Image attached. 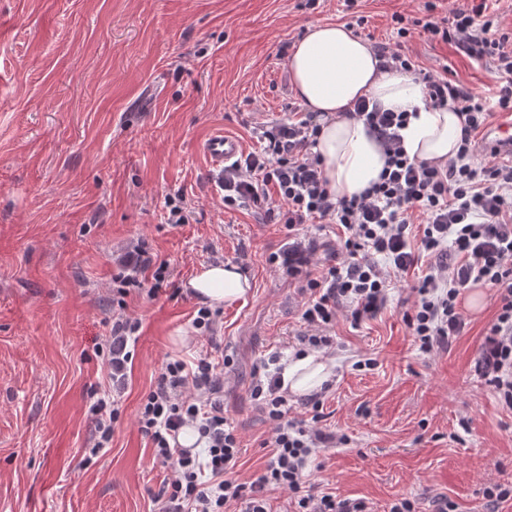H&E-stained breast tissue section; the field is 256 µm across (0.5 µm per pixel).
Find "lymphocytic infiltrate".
Wrapping results in <instances>:
<instances>
[{
    "label": "lymphocytic infiltrate",
    "instance_id": "obj_1",
    "mask_svg": "<svg viewBox=\"0 0 512 512\" xmlns=\"http://www.w3.org/2000/svg\"><path fill=\"white\" fill-rule=\"evenodd\" d=\"M394 44L377 45L388 65L415 75L435 106L454 103L464 118L460 145L446 163L410 159L400 134L405 112L354 106V115L376 135L387 157L379 182L362 195L333 197L314 153L320 132L316 112L290 111L260 126L259 150L224 167V205L259 209L296 232L315 222L341 226L343 235L331 264L314 276L317 245L299 237L273 261L305 301L300 320L307 332L301 344L328 348V334L339 314L352 323L386 308L394 284L410 271L419 276L411 289L417 299L403 320L419 350L447 349L466 325L458 306L461 291L476 284L494 288L499 308L474 359L476 375L492 387L503 408L512 411V157L480 144L478 136L491 110L512 112V31L504 29L487 0H469L447 15L406 18L393 14ZM454 46L468 57L489 63L497 79L493 99L440 72L422 68L405 50L414 35ZM422 236L413 240L412 226ZM137 262L117 275V292L150 288L158 292L170 278L166 263L154 262L136 246ZM224 372L208 358L194 367L169 361L137 416L156 461L174 476L159 500V512H271L270 494L286 490L295 512H371L361 499L337 498L311 482V463L319 449L335 443L326 432L289 417L288 391L280 374L257 380L251 397L273 425L263 471L252 481L234 479L241 438L224 415ZM88 414L94 424V451L107 448L122 417L111 394L94 399ZM194 427L201 452L180 446L183 427Z\"/></svg>",
    "mask_w": 512,
    "mask_h": 512
}]
</instances>
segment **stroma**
<instances>
[{
    "mask_svg": "<svg viewBox=\"0 0 512 512\" xmlns=\"http://www.w3.org/2000/svg\"><path fill=\"white\" fill-rule=\"evenodd\" d=\"M430 1L440 16L464 2L358 0L367 22L356 33L388 43L393 14H423ZM350 20L344 0H0V512H155L172 472L154 461L137 411L172 359L229 360L237 476L262 471L272 425L251 390L268 360L294 359L303 298L271 262L287 227L225 208L200 145L224 131L255 149L253 126L300 104L280 46L309 25ZM408 46L423 67L492 95L485 63L419 35ZM176 194L188 223L166 221ZM140 239L168 264L173 288L124 298L141 328L122 419L93 457L89 392L112 389L95 350L112 334L119 260ZM217 263L236 265L252 288L207 339L191 326L201 302L188 282ZM484 294L463 334L432 354L403 320L409 283L373 320L338 316L333 388L319 412L288 400L293 416L348 439L318 454L321 489L374 512L402 497L428 512L437 495L456 512H486L485 487L512 485V413L473 371L498 306L494 289Z\"/></svg>",
    "mask_w": 512,
    "mask_h": 512,
    "instance_id": "stroma-1",
    "label": "stroma"
}]
</instances>
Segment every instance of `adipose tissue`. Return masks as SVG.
Returning a JSON list of instances; mask_svg holds the SVG:
<instances>
[{
  "label": "adipose tissue",
  "mask_w": 512,
  "mask_h": 512,
  "mask_svg": "<svg viewBox=\"0 0 512 512\" xmlns=\"http://www.w3.org/2000/svg\"><path fill=\"white\" fill-rule=\"evenodd\" d=\"M293 89L302 105L322 113L315 146L334 197L361 194L375 182L385 155L364 124L347 112L364 97L381 108L408 112L401 131L409 157L430 164L444 163L456 155L464 119L454 107H434L424 97L423 86L413 76L383 68L382 60L366 40L352 29L335 23L308 26L292 47L288 59ZM196 296L212 305H231L247 297L249 278L232 264L203 268L189 282ZM331 376L321 355L308 354L291 362L282 379L291 394L320 391Z\"/></svg>",
  "instance_id": "adipose-tissue-1"
}]
</instances>
